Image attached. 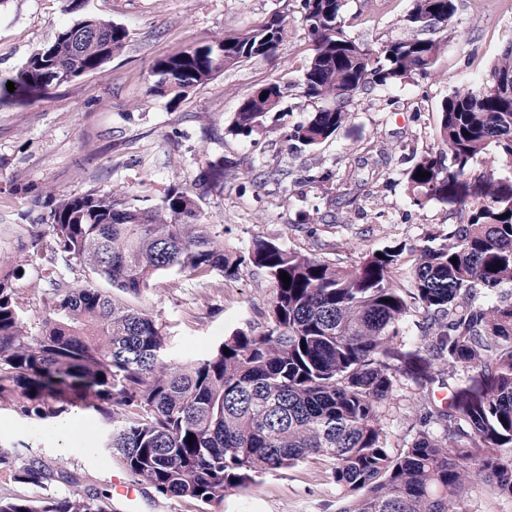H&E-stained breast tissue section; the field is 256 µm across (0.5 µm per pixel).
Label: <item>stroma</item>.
Returning a JSON list of instances; mask_svg holds the SVG:
<instances>
[{"mask_svg": "<svg viewBox=\"0 0 512 512\" xmlns=\"http://www.w3.org/2000/svg\"><path fill=\"white\" fill-rule=\"evenodd\" d=\"M410 4L348 0L347 31L373 48L407 36L403 17ZM85 9L126 28L123 51L97 72L23 104L0 105V256L26 268L30 318L42 316L46 290L39 260L21 248V230L45 212L37 192L46 187L63 194L119 189L154 199L179 183L223 231L225 245L243 251L265 236L347 267L388 242L418 245L459 223L447 205H409L399 172L413 152L440 150L442 100L455 87L483 80L512 42V0H459L452 23L437 32L444 46L431 74L361 96L335 138L314 150L286 138L314 109L298 86L311 53L298 0H87ZM276 12L287 14L288 35L274 55L220 72L178 101L157 97L149 108H135L155 59L213 43ZM76 18L63 0H0V72H17ZM272 82L285 90L283 112L269 114L251 136L231 132L241 101ZM377 155L389 159L392 176L379 180L373 198L337 205L355 181L370 178ZM229 161L236 167L219 187L196 184L199 170ZM262 170L287 171L288 180L260 179ZM319 172L325 180H316ZM19 184L30 192H16ZM271 297L265 274L245 267L221 288L167 276L140 301L167 325L176 352L192 356L236 329L264 330ZM418 400L416 387H404L387 405L389 446L402 447L413 436ZM16 404V396L0 398V451L66 468L78 490L108 493V512H198L193 501L165 498L143 483L135 504L114 494L112 478L123 468L103 446L102 421L81 408L66 413L79 424L63 455L57 419L23 417ZM341 495L330 464L313 459L226 493L215 512H338Z\"/></svg>", "mask_w": 512, "mask_h": 512, "instance_id": "obj_1", "label": "stroma"}]
</instances>
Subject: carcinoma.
Listing matches in <instances>:
<instances>
[{
	"instance_id": "obj_1",
	"label": "carcinoma",
	"mask_w": 512,
	"mask_h": 512,
	"mask_svg": "<svg viewBox=\"0 0 512 512\" xmlns=\"http://www.w3.org/2000/svg\"><path fill=\"white\" fill-rule=\"evenodd\" d=\"M345 6L301 0L313 52L300 89L315 108L289 139L304 147L331 141L359 95L427 76L442 48L432 34L457 13V0H412L404 17L411 34L375 49L348 33ZM287 35L286 16L274 14L160 58L146 97L175 100L224 69L275 54ZM127 36L84 14L19 71L0 74V104L96 72ZM282 98L277 83L259 88L238 107L232 131L251 135L281 111ZM439 135L443 151L421 152L402 173L408 199L446 204L467 221L423 245L368 251L350 268L262 236L242 253L228 249L178 184L149 207L121 190L40 191L48 211L27 232L49 292L43 317L26 318V269L0 259V394L17 393L18 411L40 419L81 406L112 426L105 447L136 481L204 512L262 473L319 457L343 491L339 512H465L473 482L512 496V291L503 289L512 284V176L495 175L497 165L512 163V42L481 83L443 99ZM244 265L263 271L273 290L266 329L235 331L186 360L170 356L166 325L125 300L163 274L211 286ZM413 316L419 336L397 341ZM427 360L448 378L419 371ZM403 377L424 391L421 425L394 452L381 408ZM436 382L448 390L446 405L432 397ZM13 468V456L0 453V471L16 479L76 484L72 473L34 458ZM0 512H106V505L95 491L75 490L42 501L0 497Z\"/></svg>"
}]
</instances>
